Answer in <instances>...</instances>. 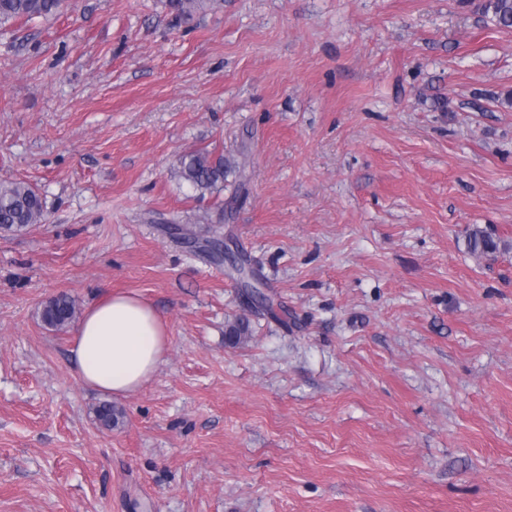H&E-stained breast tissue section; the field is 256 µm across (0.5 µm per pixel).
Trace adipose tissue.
Segmentation results:
<instances>
[{
    "label": "adipose tissue",
    "mask_w": 512,
    "mask_h": 512,
    "mask_svg": "<svg viewBox=\"0 0 512 512\" xmlns=\"http://www.w3.org/2000/svg\"><path fill=\"white\" fill-rule=\"evenodd\" d=\"M168 346L167 326L151 306L110 294L85 311L70 353L84 386L122 396L150 381Z\"/></svg>",
    "instance_id": "obj_1"
}]
</instances>
